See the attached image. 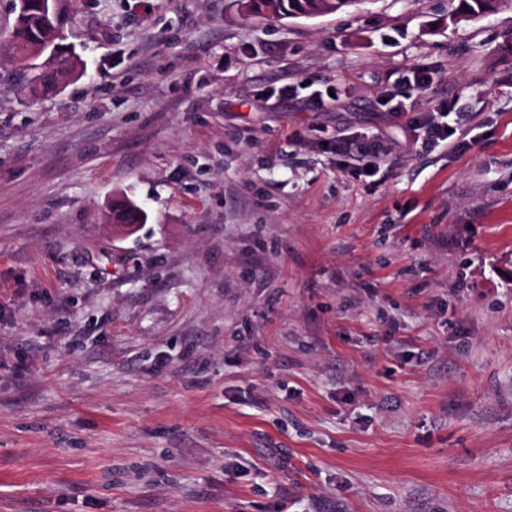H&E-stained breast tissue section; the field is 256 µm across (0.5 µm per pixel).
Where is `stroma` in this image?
Returning a JSON list of instances; mask_svg holds the SVG:
<instances>
[{
  "label": "stroma",
  "instance_id": "1",
  "mask_svg": "<svg viewBox=\"0 0 512 512\" xmlns=\"http://www.w3.org/2000/svg\"><path fill=\"white\" fill-rule=\"evenodd\" d=\"M245 3L59 0L48 98L0 43V512H512V6ZM358 0H250L249 11L255 14H270L279 19L289 18V14L314 15L344 11ZM511 0H459L456 15L459 20L475 19L494 12L498 5L510 4ZM454 103L448 101L439 105L435 112L422 113L409 118L408 126L414 132L417 139L421 136L419 131L422 132L425 140L430 143L445 142L452 143L451 138L455 135L456 130L448 123H444L440 119L447 117L450 112H454ZM448 112L444 115L443 113ZM447 128H451L452 132H447ZM134 205H136L138 209H134ZM146 220V212L136 203L125 197L114 200L108 213L109 223L113 224V229L122 235L131 234L136 229L134 225L124 224H143Z\"/></svg>",
  "mask_w": 512,
  "mask_h": 512
}]
</instances>
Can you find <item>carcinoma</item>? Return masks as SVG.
<instances>
[{
    "label": "carcinoma",
    "mask_w": 512,
    "mask_h": 512,
    "mask_svg": "<svg viewBox=\"0 0 512 512\" xmlns=\"http://www.w3.org/2000/svg\"><path fill=\"white\" fill-rule=\"evenodd\" d=\"M358 0H248L249 11L255 14H270L285 19L291 14L314 15L344 11ZM512 0H459L456 15L462 19L485 16L500 5ZM5 42L11 57L22 60V53L30 45H37L44 52L51 51L52 62L46 66L34 63L29 67L32 91L36 95L49 96L60 90L64 77L76 74L81 59L69 45L65 44L60 20L55 7H45V0H15L14 21L7 31ZM146 212L134 208V202L122 198L112 202L108 213L111 224H143Z\"/></svg>",
    "instance_id": "carcinoma-1"
}]
</instances>
